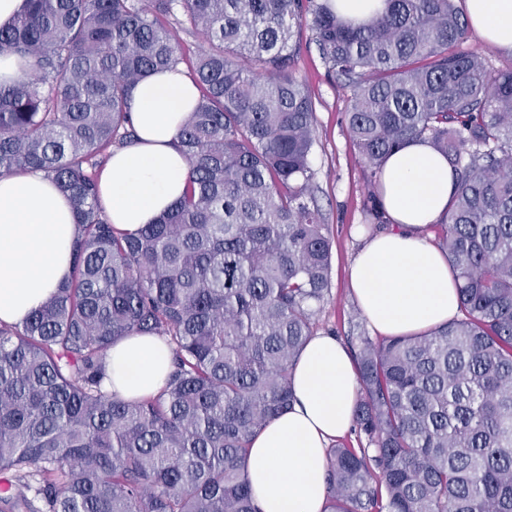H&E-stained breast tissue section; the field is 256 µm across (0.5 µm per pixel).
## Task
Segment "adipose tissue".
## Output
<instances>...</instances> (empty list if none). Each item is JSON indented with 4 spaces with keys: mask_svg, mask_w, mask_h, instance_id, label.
<instances>
[{
    "mask_svg": "<svg viewBox=\"0 0 512 512\" xmlns=\"http://www.w3.org/2000/svg\"><path fill=\"white\" fill-rule=\"evenodd\" d=\"M473 28L512 50V0H465ZM138 140L113 151L99 173L101 203L113 226L152 224L185 190L187 159L174 141L198 91L179 73L153 74L135 88ZM389 232L369 239L349 269L367 322L382 336L417 334L459 310L448 261L427 239L448 208L455 177L430 144L393 153L381 175ZM74 216L66 194L41 173L0 174V322H21L71 269ZM171 352L154 336L132 334L107 354L106 390L127 399L156 393ZM295 401L254 438L245 463L261 512H326L325 469L331 440L353 423L358 381L335 337L309 338L292 369Z\"/></svg>",
    "mask_w": 512,
    "mask_h": 512,
    "instance_id": "1",
    "label": "adipose tissue"
}]
</instances>
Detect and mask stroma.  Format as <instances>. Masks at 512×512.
I'll use <instances>...</instances> for the list:
<instances>
[{"instance_id":"1","label":"stroma","mask_w":512,"mask_h":512,"mask_svg":"<svg viewBox=\"0 0 512 512\" xmlns=\"http://www.w3.org/2000/svg\"><path fill=\"white\" fill-rule=\"evenodd\" d=\"M294 73L316 99V144L311 157L316 197L333 237L332 289L324 302L316 332L337 339L354 335L365 318L348 284L349 266L366 237L378 233L366 212V167L353 148L345 113L351 91L328 75L315 49L299 44Z\"/></svg>"}]
</instances>
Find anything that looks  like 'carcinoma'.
Here are the masks:
<instances>
[{
    "mask_svg": "<svg viewBox=\"0 0 512 512\" xmlns=\"http://www.w3.org/2000/svg\"><path fill=\"white\" fill-rule=\"evenodd\" d=\"M0 53V173L33 169L69 197L72 271L30 316L0 323V512H260L244 462L294 400L291 370L331 289L315 198L309 43L352 92L369 223L386 224L385 160L414 140L455 173L435 228L460 295L414 335L346 337L359 447L327 453L328 512H512V69L462 49L456 0H385L361 23L326 0H26ZM172 19L202 36L199 98L178 134L185 191L119 232L97 169L135 137L132 91L182 62ZM170 348L155 394L103 390L112 345ZM40 502L35 507L34 502ZM30 67L12 54L0 55V82L8 84L22 83L29 79Z\"/></svg>",
    "mask_w": 512,
    "mask_h": 512,
    "instance_id": "cac0c4a2",
    "label": "carcinoma"
}]
</instances>
